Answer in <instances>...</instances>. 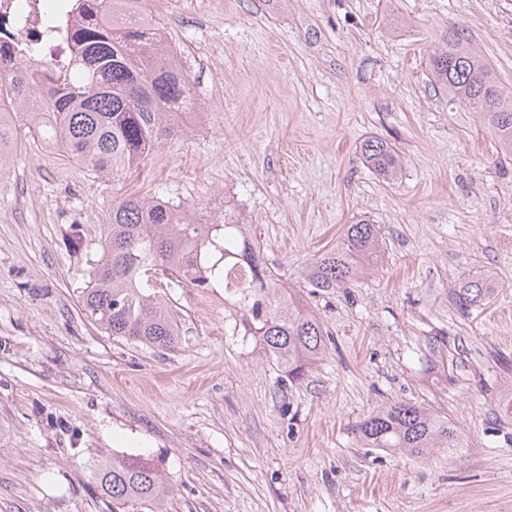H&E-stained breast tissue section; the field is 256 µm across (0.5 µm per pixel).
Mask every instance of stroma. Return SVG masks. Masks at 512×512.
<instances>
[{
	"label": "stroma",
	"instance_id": "obj_1",
	"mask_svg": "<svg viewBox=\"0 0 512 512\" xmlns=\"http://www.w3.org/2000/svg\"><path fill=\"white\" fill-rule=\"evenodd\" d=\"M207 119L127 176L20 129L0 166V512H112L93 478L153 459L167 512H512V156L451 106L427 60L448 27L512 91V0H150ZM401 155L387 181L364 162ZM156 195L250 225L284 293L333 343L304 380L233 334L220 288H160L174 350L113 337L82 291L112 204ZM384 260L343 288L308 274L346 225ZM490 281L484 305L453 293ZM451 417L430 457L362 447L395 402ZM361 154L367 165L381 178L396 180L401 171V158L386 140L370 136L360 144Z\"/></svg>",
	"mask_w": 512,
	"mask_h": 512
}]
</instances>
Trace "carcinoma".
Listing matches in <instances>:
<instances>
[{"instance_id":"cac0c4a2","label":"carcinoma","mask_w":512,"mask_h":512,"mask_svg":"<svg viewBox=\"0 0 512 512\" xmlns=\"http://www.w3.org/2000/svg\"><path fill=\"white\" fill-rule=\"evenodd\" d=\"M72 0L74 25L63 30L61 59H48L35 41L17 52L18 63L0 65V95L23 109L27 128L101 174L140 167L165 141L184 128L197 101L177 52L152 24L148 0ZM435 84L448 90V102L479 114L499 148L512 155V94L497 80L491 63L448 31L429 56ZM367 165L381 178L395 180L401 158L386 140L370 136L360 144ZM102 253L92 260L82 306L88 318L110 336L167 350L181 342L179 313L156 295L157 275L192 288L223 285L224 267L248 273L237 289L241 312L233 332L258 338L291 382L303 379L327 354L322 324L278 294L248 225L224 217L202 219L181 204L158 197L129 195L112 206ZM382 259L375 225L365 219L347 226L336 248L309 274L314 288H343L365 265ZM484 278L455 291L464 312L490 297ZM367 448L399 450L416 457L462 447L463 431L450 418L424 407L397 402L372 414L358 428ZM94 478L118 508L139 506L161 512L170 493L152 460L114 456Z\"/></svg>"}]
</instances>
